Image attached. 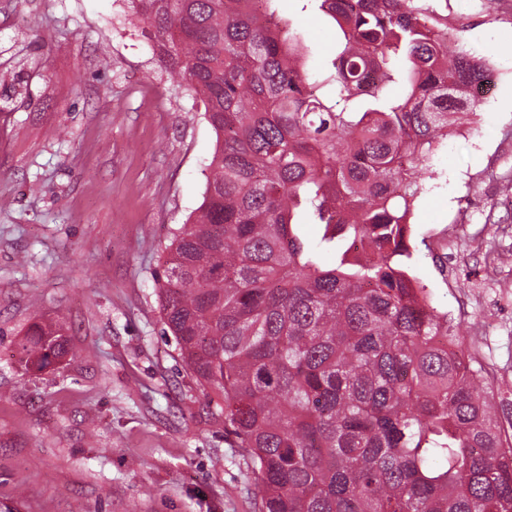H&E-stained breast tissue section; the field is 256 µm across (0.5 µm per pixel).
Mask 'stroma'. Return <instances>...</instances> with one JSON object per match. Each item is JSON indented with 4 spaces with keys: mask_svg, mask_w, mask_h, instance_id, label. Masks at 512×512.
<instances>
[{
    "mask_svg": "<svg viewBox=\"0 0 512 512\" xmlns=\"http://www.w3.org/2000/svg\"><path fill=\"white\" fill-rule=\"evenodd\" d=\"M320 68L336 29L277 0ZM125 0H0V512H261L247 460L166 336L155 273L216 145ZM491 95L435 158L412 272L512 418V0H448ZM71 353L25 368L29 326Z\"/></svg>",
    "mask_w": 512,
    "mask_h": 512,
    "instance_id": "35a3bbf8",
    "label": "stroma"
}]
</instances>
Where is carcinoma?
<instances>
[{
  "instance_id": "obj_1",
  "label": "carcinoma",
  "mask_w": 512,
  "mask_h": 512,
  "mask_svg": "<svg viewBox=\"0 0 512 512\" xmlns=\"http://www.w3.org/2000/svg\"><path fill=\"white\" fill-rule=\"evenodd\" d=\"M126 2L216 134L155 280L264 512H512V421L410 274L420 173L489 77L451 48L465 26L433 0H312L338 49L311 74L275 0ZM22 349L40 368L70 354L58 324Z\"/></svg>"
}]
</instances>
